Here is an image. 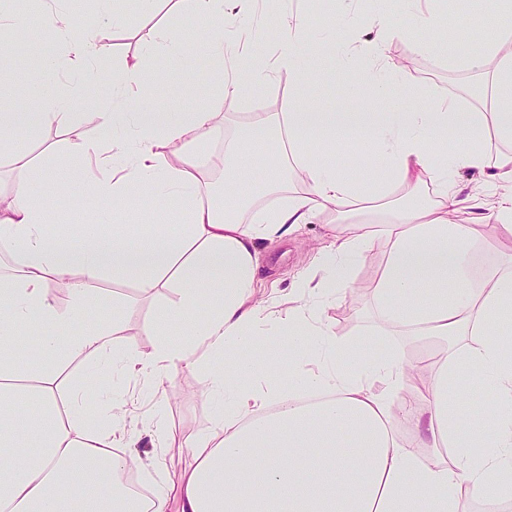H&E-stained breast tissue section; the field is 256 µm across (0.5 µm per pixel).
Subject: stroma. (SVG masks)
I'll return each mask as SVG.
<instances>
[{
	"label": "stroma",
	"instance_id": "1",
	"mask_svg": "<svg viewBox=\"0 0 512 512\" xmlns=\"http://www.w3.org/2000/svg\"><path fill=\"white\" fill-rule=\"evenodd\" d=\"M125 11L124 23L115 28L104 25L100 35V47L108 69L95 78L68 68L59 72L60 80L71 92L70 117L62 123H46L36 135L19 132L15 140L18 150L24 151L34 164L44 172L43 179L32 184L37 195L50 194L57 182H67L73 193L84 187L86 172L78 164L84 144L87 123L85 116L112 96L113 70L124 60L144 58L147 72H160V79L147 80L141 99L161 112H192L210 105H218L224 114L222 124L202 136L192 146L193 152L212 161L224 157L222 141L233 138L251 113L273 112L279 104L288 101H312L326 112H336L350 103L349 74L337 65L325 63L327 40L344 41L351 29V19L346 16L340 0H263L257 13L247 18L246 24L253 31L248 46L252 57L267 58L297 49L305 65L317 69L315 82H300L290 71L276 74L268 84L250 86L236 95L225 94L217 81V65L210 59L205 46H198L192 57L181 58L164 47L146 49L140 39V9L138 0H122ZM446 20L456 28L454 41L444 44L440 51L421 52L417 43L430 39V32L417 25L410 14L405 13L401 0H358L356 10L363 18L359 28L361 40L375 38L376 32L368 23L376 14L391 15L395 21L387 38V54L395 65L403 66L402 79L389 81L385 101L365 98L363 104L371 111L381 107L399 110L415 99L434 101L442 97L456 96L464 109L488 106L489 96L484 95L485 78L482 74L468 71L449 63L460 44L468 43L480 48L474 30L483 25L491 9L489 0H443ZM294 11L302 15L307 29L297 46H289L284 37L283 14ZM0 53L12 61V80L16 86H25L41 69L47 58L58 55L55 36L42 28L31 26L12 29L0 28ZM72 155L71 164L63 166L58 155ZM133 213H112L101 208L98 216L72 206L70 202L57 203L48 213L52 225L63 231H74L89 223H96L102 238L112 236V227L126 225L131 237H138L145 225L167 224L171 218L156 209L146 195H139ZM334 215L320 214L312 223L300 225L286 241L276 242L264 249V265L260 270L259 292L271 299L278 308H287L299 290L297 281L301 273L313 262L316 255L329 243L328 225ZM512 256V239L494 235L491 225L477 227L474 250L476 278L494 272ZM383 247H376L371 254L350 274L352 288L342 290L328 301H321L319 311L323 320L343 337L359 345L361 353L373 355L389 347L403 344L397 328L378 332L380 316L373 299V288L385 264ZM175 290L165 289L160 294L148 295L130 280L107 276L94 286V300L87 307V316L99 318L111 308L113 301H120L126 308L125 318L115 337L117 344H130L141 350H150L155 342L152 334L154 320L160 310L177 301ZM93 359L71 362L58 376L56 393L60 405H67L69 383L79 377L83 390L90 401H97L103 387L110 379L93 373ZM167 397L164 415L178 439L203 435L211 426V408L206 401V378L202 370L183 368L173 370L166 383Z\"/></svg>",
	"mask_w": 512,
	"mask_h": 512
}]
</instances>
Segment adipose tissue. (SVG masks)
Here are the masks:
<instances>
[{
  "instance_id": "1",
  "label": "adipose tissue",
  "mask_w": 512,
  "mask_h": 512,
  "mask_svg": "<svg viewBox=\"0 0 512 512\" xmlns=\"http://www.w3.org/2000/svg\"><path fill=\"white\" fill-rule=\"evenodd\" d=\"M172 2L174 9L220 19V29L201 41L227 62L220 74L225 93H240L281 67L314 80L295 52L274 66L254 58L236 67L249 38L243 19L254 0H233L229 10L224 0ZM154 10L155 0H140L142 42L152 48L163 41L192 54L197 41L153 25ZM8 24L54 30L63 56L48 61L19 91L0 61L1 91L37 97L64 62L89 78L102 73L97 21L75 28L69 14L48 2L34 16L0 13V25ZM455 61L487 69L491 108L466 112L445 96L413 101L399 112H322L295 102L276 116L252 113L238 142L224 150L230 175L246 170L239 161L242 145L285 137L308 186L282 197L283 168L274 160L263 183L270 204L241 198L221 208L204 187L200 159L185 153L214 127L216 108L175 116L145 106L128 111L125 101L139 94L147 74L140 60L123 62L111 102L87 116L82 150L84 162L108 169V176L89 178L76 196L57 183L51 198L35 196L22 182L0 205V243L19 265L17 275L0 280V512H460L466 494L511 502L512 337L497 326L512 311V272L474 285L472 242L479 224L512 238V33L501 31L480 55L460 50ZM69 102L64 92L46 112H1L0 145L19 130L62 119ZM343 137L362 139L367 159L384 158L386 176L360 183L319 164L315 147ZM494 141L503 149L492 159L487 148ZM467 169L487 172L492 204L461 197L455 176ZM144 188L151 189L155 206L175 210L174 223L154 225L138 238L116 231L102 241L88 232L59 233L47 222L55 198H71L88 211L106 205L123 212ZM364 203L375 204L373 219L350 220L351 207ZM462 210L469 221H451ZM326 211L336 215L331 242L302 281L303 293L349 286L352 269L384 241L386 262L374 299L385 325L437 340L439 359L429 378L418 379L416 364L399 349L360 355L311 304L277 313L257 300L260 242L286 237ZM108 273L147 294L177 283V301L155 319L158 341L150 351L116 345L121 304H113L107 319H87L88 286ZM70 276L71 304L61 311L49 299L48 283ZM201 306L209 313L200 321L194 312ZM269 321L292 346L286 391L272 381L254 382L263 367L280 362L270 347L263 348V366L250 357L260 346L258 327ZM89 356L117 375L158 385L172 367L204 369L207 394L215 400L209 433L178 443L159 405L147 416L146 433L132 431L122 388H106L94 408L77 381L65 415L56 414L59 368ZM34 365L40 386L14 385ZM463 371L496 393L495 409L479 429L453 389ZM234 372L248 376V383L233 382ZM33 402L37 413L17 420ZM24 428L37 435L36 447L22 446ZM477 429L483 435L479 451L470 442ZM145 436L154 448L153 465L167 473L146 499L122 484L125 470L140 463L133 449ZM443 447L450 448L449 457H433Z\"/></svg>"
}]
</instances>
